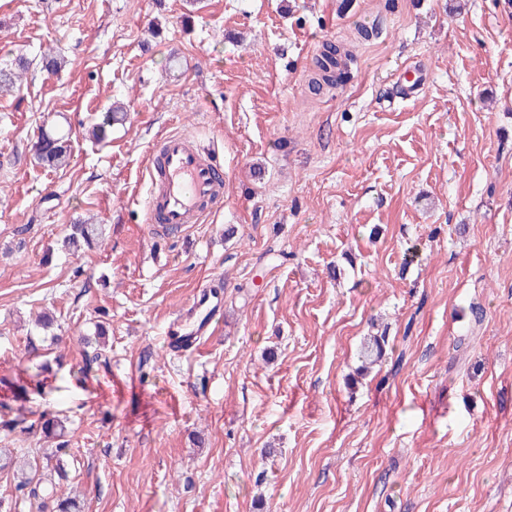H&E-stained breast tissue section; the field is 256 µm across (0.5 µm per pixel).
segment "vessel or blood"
Listing matches in <instances>:
<instances>
[{"label":"vessel or blood","instance_id":"vessel-or-blood-1","mask_svg":"<svg viewBox=\"0 0 512 512\" xmlns=\"http://www.w3.org/2000/svg\"><path fill=\"white\" fill-rule=\"evenodd\" d=\"M147 168L151 180L147 223L160 220L165 226L179 229L197 223L222 200L223 188L216 181L219 163L192 137L172 134L161 139ZM223 307L220 289H197L169 327L166 349L177 356L196 352L214 320L222 317Z\"/></svg>","mask_w":512,"mask_h":512}]
</instances>
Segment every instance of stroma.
<instances>
[{
	"instance_id": "35a3bbf8",
	"label": "stroma",
	"mask_w": 512,
	"mask_h": 512,
	"mask_svg": "<svg viewBox=\"0 0 512 512\" xmlns=\"http://www.w3.org/2000/svg\"><path fill=\"white\" fill-rule=\"evenodd\" d=\"M328 43L349 77L316 92ZM49 49L61 71L0 94V448H53L48 411L68 478L40 508L0 472V512H512V0H0V64ZM44 127L67 167L36 163ZM170 134L224 166L175 234L145 222ZM83 223L102 238L62 249ZM208 284L224 316L174 356ZM224 299L219 288L197 289L188 306L173 320L165 336L166 349L177 356L196 352L209 336L214 320L223 316ZM388 336L373 335L366 336L359 349V360L361 371L367 372L375 366H379L386 355Z\"/></svg>"
}]
</instances>
